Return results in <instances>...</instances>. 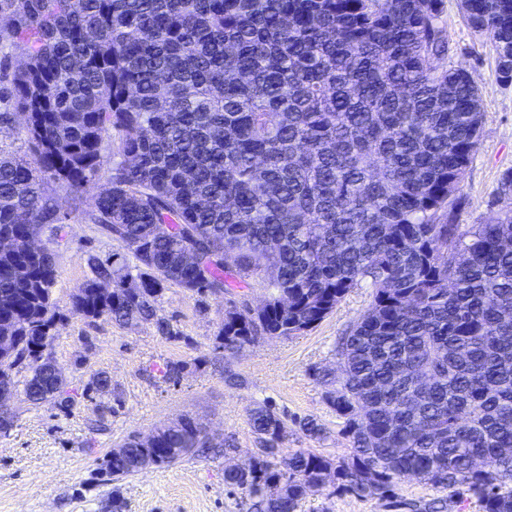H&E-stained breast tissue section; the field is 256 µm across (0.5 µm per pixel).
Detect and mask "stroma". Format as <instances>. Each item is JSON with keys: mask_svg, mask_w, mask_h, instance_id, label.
<instances>
[{"mask_svg": "<svg viewBox=\"0 0 512 512\" xmlns=\"http://www.w3.org/2000/svg\"><path fill=\"white\" fill-rule=\"evenodd\" d=\"M439 24L450 48V65L467 70L478 84L485 110L476 151L464 178L465 204L457 223L485 224L498 212L512 208L501 195L512 176V83L501 80L489 40L471 29L459 0H443ZM57 283L54 301L60 310L71 307V296L88 279V255L111 259L119 245L93 224L67 225L55 241ZM372 293L357 288L348 293L316 327L283 340H265L229 357L214 346L224 319L223 301L167 289L158 314L181 332L169 342L150 324L123 326L99 319L70 317L60 326L51 354L66 377L70 409L56 404L33 405L24 396L12 404L14 426L0 438V512H104L102 504L119 494L121 512H246L239 495L224 484V458L188 454L174 465L150 467L119 484L99 474L102 459L133 433L143 436L188 416L201 424L214 441L234 437L235 464L248 465L255 451L247 423L253 403L269 402L286 422L316 417L326 429L314 441L292 432L288 446L305 448L333 460L347 457L343 423L323 400V388L312 376L316 367L337 362L335 346L348 328L371 306ZM186 362L178 382L151 375L154 364ZM105 373L112 391L103 399L89 398L90 377ZM424 481L407 477L394 497L364 498L333 488L307 496L301 512H413V503L443 498Z\"/></svg>", "mask_w": 512, "mask_h": 512, "instance_id": "obj_1", "label": "stroma"}]
</instances>
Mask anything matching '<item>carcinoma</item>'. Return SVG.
<instances>
[{
	"label": "carcinoma",
	"mask_w": 512,
	"mask_h": 512,
	"mask_svg": "<svg viewBox=\"0 0 512 512\" xmlns=\"http://www.w3.org/2000/svg\"><path fill=\"white\" fill-rule=\"evenodd\" d=\"M441 0H0V101L28 144L0 148V235L98 224L126 254L90 255L70 313L155 323L166 287L224 299L261 285L290 309L225 305L237 355L321 322L355 288L373 303L317 367L351 452L297 449L271 405L247 412L257 452L224 467L247 512H298L327 485L389 498L415 476L482 512H512V209L464 228L455 210L484 121L480 90L445 64ZM512 81V0H463ZM24 62L12 69L11 54ZM117 147H112V143ZM62 189L71 199L63 212ZM92 192V208H83ZM200 257L182 260L185 250ZM276 270L269 280L265 271ZM56 254L0 251V388L70 406L52 379L67 319ZM186 363L154 376L177 380ZM294 424L321 440L306 416ZM101 467L118 481L222 448L189 417L129 436Z\"/></svg>",
	"instance_id": "cac0c4a2"
}]
</instances>
